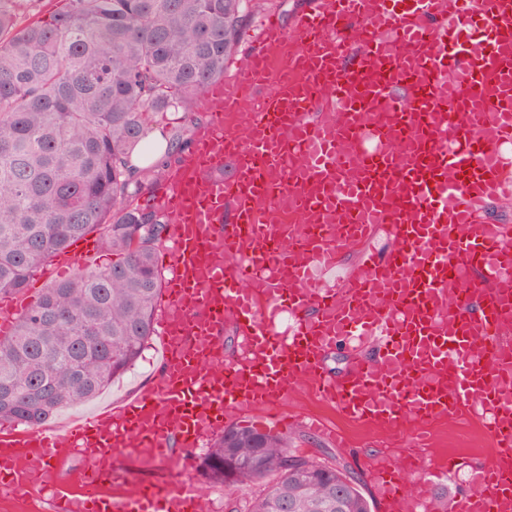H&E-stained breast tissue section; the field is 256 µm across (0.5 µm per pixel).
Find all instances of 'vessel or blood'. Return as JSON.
<instances>
[{"label": "vessel or blood", "mask_w": 512, "mask_h": 512, "mask_svg": "<svg viewBox=\"0 0 512 512\" xmlns=\"http://www.w3.org/2000/svg\"><path fill=\"white\" fill-rule=\"evenodd\" d=\"M204 106L159 192L162 373L65 431L0 430V491L25 494L38 472L49 512H202L190 451L306 389L400 441L365 464L381 512H431L429 475L465 467L448 512H499L511 469L426 458L406 423L473 417L512 448L497 356L512 225L480 216L512 192L495 149L512 139V0H313L292 27L267 20ZM380 229L382 254L365 247ZM354 247L353 272L323 282ZM124 449L153 472L122 471Z\"/></svg>", "instance_id": "obj_1"}]
</instances>
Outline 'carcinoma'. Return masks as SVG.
I'll list each match as a JSON object with an SVG mask.
<instances>
[{
	"instance_id": "cac0c4a2",
	"label": "carcinoma",
	"mask_w": 512,
	"mask_h": 512,
	"mask_svg": "<svg viewBox=\"0 0 512 512\" xmlns=\"http://www.w3.org/2000/svg\"><path fill=\"white\" fill-rule=\"evenodd\" d=\"M0 0V297L74 241L118 256L58 280L0 337V423L39 427L135 364L155 333L157 247L170 218L135 203L169 175L146 115H185L269 0H68L43 20ZM195 470L224 512H370L360 480L290 438L224 431Z\"/></svg>"
}]
</instances>
